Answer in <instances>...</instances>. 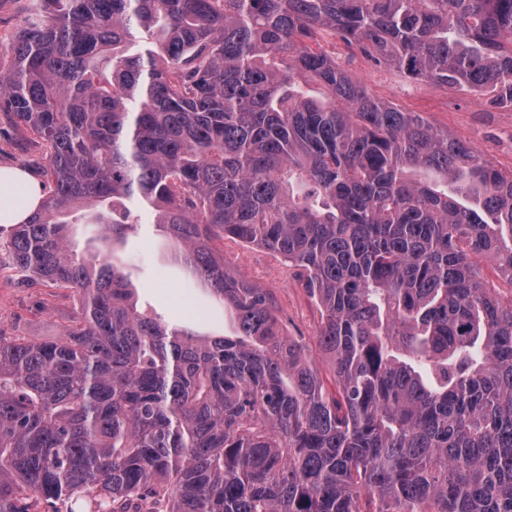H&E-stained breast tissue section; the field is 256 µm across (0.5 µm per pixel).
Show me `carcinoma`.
<instances>
[{
    "instance_id": "carcinoma-1",
    "label": "carcinoma",
    "mask_w": 512,
    "mask_h": 512,
    "mask_svg": "<svg viewBox=\"0 0 512 512\" xmlns=\"http://www.w3.org/2000/svg\"><path fill=\"white\" fill-rule=\"evenodd\" d=\"M512 107V0H30L0 114L46 148L6 248L79 292L0 335V512H512V171L371 95L321 50ZM314 84L321 96L307 94ZM105 240L152 218L229 308L200 336L138 306ZM231 235L303 271L324 390ZM69 243L79 254L94 255L105 247L99 224H72Z\"/></svg>"
}]
</instances>
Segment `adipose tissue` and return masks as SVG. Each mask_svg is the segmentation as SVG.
<instances>
[{"label":"adipose tissue","instance_id":"adipose-tissue-1","mask_svg":"<svg viewBox=\"0 0 512 512\" xmlns=\"http://www.w3.org/2000/svg\"><path fill=\"white\" fill-rule=\"evenodd\" d=\"M43 199L41 184L17 167H0V229L26 220Z\"/></svg>","mask_w":512,"mask_h":512}]
</instances>
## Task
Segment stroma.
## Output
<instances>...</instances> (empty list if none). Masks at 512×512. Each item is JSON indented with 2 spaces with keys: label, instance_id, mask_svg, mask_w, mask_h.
Listing matches in <instances>:
<instances>
[{
  "label": "stroma",
  "instance_id": "obj_1",
  "mask_svg": "<svg viewBox=\"0 0 512 512\" xmlns=\"http://www.w3.org/2000/svg\"><path fill=\"white\" fill-rule=\"evenodd\" d=\"M322 49L365 84L377 98L405 112H417L436 130L448 132L479 149L494 166L512 169V109L489 105L468 88H448L414 80L385 64L377 65L349 50L332 35ZM19 166L43 178L44 147L0 116V166ZM224 264L237 277L267 292L284 334L300 340L325 386L334 384L329 355L319 347L321 314L310 297L300 269L277 253L230 236L215 241ZM113 251L132 272L140 301L163 320L200 334L234 335L232 314L206 294L203 284L180 261L176 248L154 224H140ZM76 289L50 284L15 268L0 252V334L31 341L61 336L79 314Z\"/></svg>",
  "mask_w": 512,
  "mask_h": 512
}]
</instances>
